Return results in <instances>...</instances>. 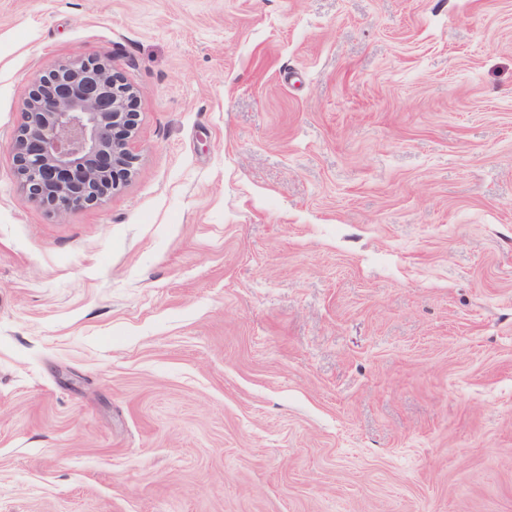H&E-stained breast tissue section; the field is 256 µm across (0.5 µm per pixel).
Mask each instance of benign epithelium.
Listing matches in <instances>:
<instances>
[{
  "label": "benign epithelium",
  "instance_id": "obj_1",
  "mask_svg": "<svg viewBox=\"0 0 512 512\" xmlns=\"http://www.w3.org/2000/svg\"><path fill=\"white\" fill-rule=\"evenodd\" d=\"M138 116L110 60L79 57L36 76L9 144L28 199L59 215L102 203L136 173Z\"/></svg>",
  "mask_w": 512,
  "mask_h": 512
}]
</instances>
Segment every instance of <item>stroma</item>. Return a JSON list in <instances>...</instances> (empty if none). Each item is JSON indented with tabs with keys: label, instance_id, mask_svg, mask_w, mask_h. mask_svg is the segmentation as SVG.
I'll use <instances>...</instances> for the list:
<instances>
[{
	"label": "stroma",
	"instance_id": "obj_1",
	"mask_svg": "<svg viewBox=\"0 0 512 512\" xmlns=\"http://www.w3.org/2000/svg\"><path fill=\"white\" fill-rule=\"evenodd\" d=\"M88 55L137 173L61 218ZM0 512H512V0H0ZM9 150L29 200L67 215L136 173L137 95L111 60L79 57L34 78Z\"/></svg>",
	"mask_w": 512,
	"mask_h": 512
}]
</instances>
